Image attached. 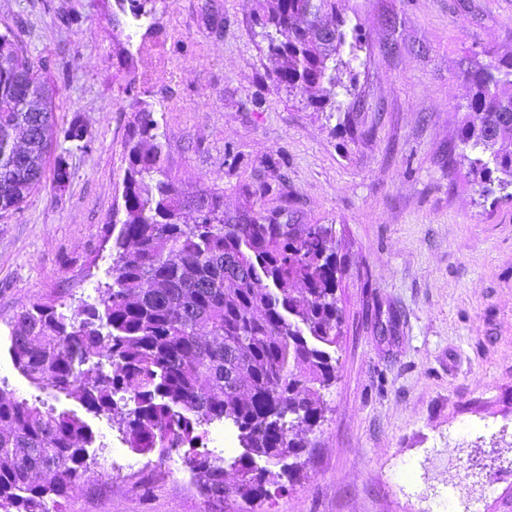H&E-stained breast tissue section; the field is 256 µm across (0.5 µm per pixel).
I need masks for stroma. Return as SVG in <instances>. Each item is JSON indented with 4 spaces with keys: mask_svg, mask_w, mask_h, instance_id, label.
Listing matches in <instances>:
<instances>
[{
    "mask_svg": "<svg viewBox=\"0 0 512 512\" xmlns=\"http://www.w3.org/2000/svg\"><path fill=\"white\" fill-rule=\"evenodd\" d=\"M257 0H154L141 26L116 0H0L80 114L87 149L0 210V388L73 409L13 366L9 325L35 303L93 301L109 264L102 227L122 212L125 142L155 111L173 175L237 216L291 206L336 235L345 311L324 421L265 512H512V202L452 165L468 94L459 73L512 54V0H345L365 44L339 111L275 90ZM105 455L60 512H235L201 491L188 449L135 456L117 419L85 414Z\"/></svg>",
    "mask_w": 512,
    "mask_h": 512,
    "instance_id": "stroma-1",
    "label": "stroma"
}]
</instances>
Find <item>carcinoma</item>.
<instances>
[{"label":"carcinoma","mask_w":512,"mask_h":512,"mask_svg":"<svg viewBox=\"0 0 512 512\" xmlns=\"http://www.w3.org/2000/svg\"><path fill=\"white\" fill-rule=\"evenodd\" d=\"M342 0H273L259 21L278 66L276 90L321 91L336 110V72L350 67ZM459 132L461 162L480 194L512 199V57L473 60ZM56 85L37 81L23 47L0 34V210L17 209L41 185L54 146L90 139L81 115L56 123ZM120 224L107 281L76 307L36 303L10 325L9 355L29 383L118 416L140 454L195 448L215 422L238 430L244 453L224 484L225 459H189L209 499L239 497L260 508L308 447L298 432L324 420L322 391L336 381L342 308L336 237L326 224L294 223L288 209L224 216L221 196L190 191L171 176L155 112L134 113L126 144ZM201 201V221L185 210ZM93 432L74 409L59 410L0 389V512H50L97 465Z\"/></svg>","instance_id":"cac0c4a2"}]
</instances>
